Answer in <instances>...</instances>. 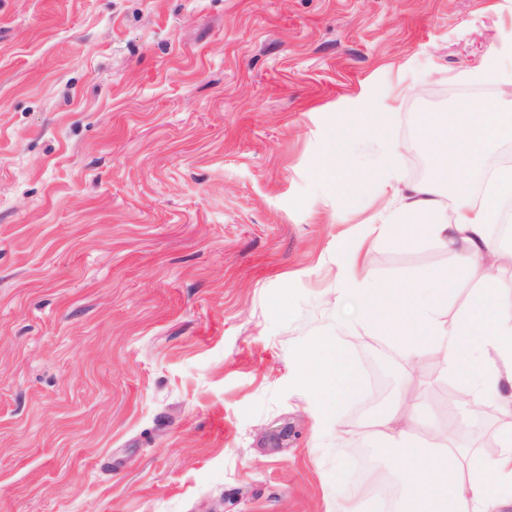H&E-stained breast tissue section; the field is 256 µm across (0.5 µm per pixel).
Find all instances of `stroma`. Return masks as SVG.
Returning <instances> with one entry per match:
<instances>
[{
    "instance_id": "35a3bbf8",
    "label": "stroma",
    "mask_w": 512,
    "mask_h": 512,
    "mask_svg": "<svg viewBox=\"0 0 512 512\" xmlns=\"http://www.w3.org/2000/svg\"><path fill=\"white\" fill-rule=\"evenodd\" d=\"M489 58L512 0H0V512H336L395 476L358 424L407 393L447 422L457 385L337 329L336 246L381 223L388 145L430 174L422 115L506 103ZM352 118L353 206L318 175ZM453 264L384 240L365 271ZM335 334L396 385L325 437L292 363ZM474 75L483 80L498 82L508 87L512 86V77L504 73L496 59L483 61V63L476 68Z\"/></svg>"
}]
</instances>
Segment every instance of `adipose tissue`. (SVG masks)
Segmentation results:
<instances>
[{"label":"adipose tissue","instance_id":"1","mask_svg":"<svg viewBox=\"0 0 512 512\" xmlns=\"http://www.w3.org/2000/svg\"><path fill=\"white\" fill-rule=\"evenodd\" d=\"M418 129L434 159L431 174L402 185L394 155L386 153L382 172L396 204L365 237L337 245L336 261L348 277L336 297L355 299L358 323L396 343L408 366L436 358L460 396L447 426L421 420L417 397L410 394L369 415L360 432L377 447L400 452L397 512H512V280L497 275L512 263V246L504 247L492 232L501 203L512 200V165L494 170L479 203L472 200L467 177L483 165L490 146L512 139V113L490 103L477 112L424 116ZM345 137V131L328 128L319 172L337 199L349 203L361 188L341 169ZM388 235L406 246L436 242L453 254L455 265L379 296L361 273L362 253ZM464 282L471 293L454 319L445 321L448 294ZM294 369L300 384L316 395L318 427L329 434L341 405L361 389L351 353L339 337L322 336L314 349L298 355ZM487 401L499 421L497 451L489 457L455 441Z\"/></svg>","mask_w":512,"mask_h":512}]
</instances>
